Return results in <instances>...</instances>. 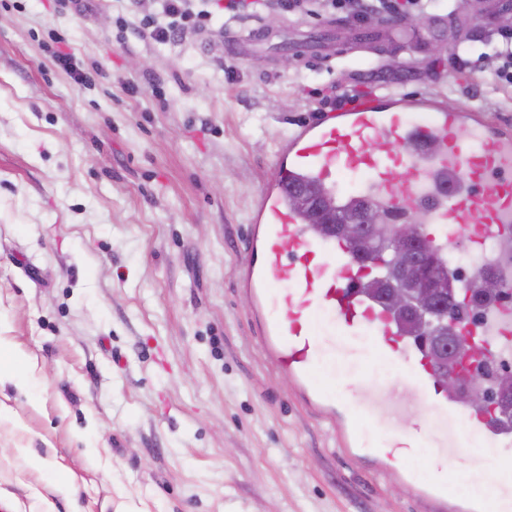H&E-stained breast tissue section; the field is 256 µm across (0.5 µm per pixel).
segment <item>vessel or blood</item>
<instances>
[{
  "mask_svg": "<svg viewBox=\"0 0 512 512\" xmlns=\"http://www.w3.org/2000/svg\"><path fill=\"white\" fill-rule=\"evenodd\" d=\"M463 126L467 134L457 135ZM395 168L403 178L394 191L389 177ZM348 172L367 179L357 193L338 197L341 210L357 198L393 219L411 207L432 247L445 251L460 240L512 235V128L486 122L464 104L449 109L396 94L369 96L331 111L288 141L269 188L254 206L241 282L253 297L267 358L302 390L330 352L360 356L373 350L398 366L444 419L437 440L441 453L460 451L468 433L482 436L491 451L512 445V425L466 407L448 392L425 350L362 291L365 271L348 243L312 231L292 209L297 186L329 188ZM322 323L337 327V335H320ZM468 332L474 358L512 354V303L497 302L484 323Z\"/></svg>",
  "mask_w": 512,
  "mask_h": 512,
  "instance_id": "obj_1",
  "label": "vessel or blood"
}]
</instances>
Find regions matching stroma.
<instances>
[{"label":"stroma","instance_id":"stroma-1","mask_svg":"<svg viewBox=\"0 0 512 512\" xmlns=\"http://www.w3.org/2000/svg\"><path fill=\"white\" fill-rule=\"evenodd\" d=\"M501 3L461 0L462 23L436 0L369 29L258 9L160 44L121 25L124 0H0V337L23 356L21 384L0 385V512H436L429 452L394 472L370 449L439 417L380 355L340 356L315 388L341 413L342 382L367 378L385 408L343 446L266 358L238 272L276 156L315 118L311 90L397 91L512 125V98L452 66L512 28ZM256 20L270 45L226 53ZM331 29L348 56L283 66ZM445 463L492 483L512 446L478 440Z\"/></svg>","mask_w":512,"mask_h":512}]
</instances>
